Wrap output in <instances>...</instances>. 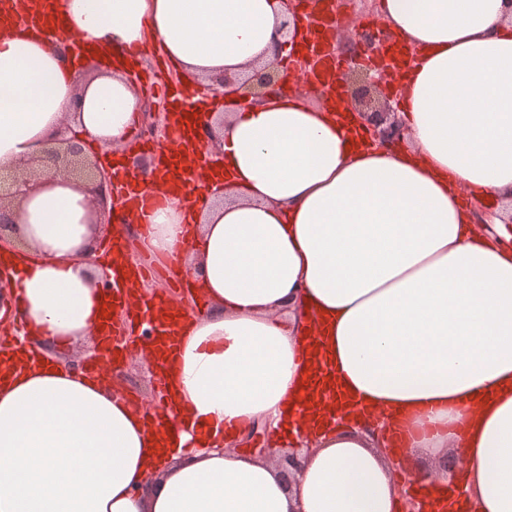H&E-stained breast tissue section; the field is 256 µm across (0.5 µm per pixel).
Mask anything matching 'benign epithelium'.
I'll list each match as a JSON object with an SVG mask.
<instances>
[{
	"mask_svg": "<svg viewBox=\"0 0 512 512\" xmlns=\"http://www.w3.org/2000/svg\"><path fill=\"white\" fill-rule=\"evenodd\" d=\"M299 16L306 19L312 33L309 34L308 49L296 57L293 71L305 75L317 70L328 55H347L344 68L336 72V82L321 87V95L327 98L346 94L353 116L368 131L374 145L392 144L401 139L405 130L401 118L389 98H379V84L386 82L388 74L395 69L391 54L387 53L393 41L391 29L385 25L371 29L355 27L345 44H320L314 30L326 20V9L321 0H287L286 15L280 24L281 39L272 48L270 59L247 74L217 76L205 85V89L213 97L233 99L244 105H258L267 94L280 91L288 75L282 61L293 54L294 28ZM168 114L165 101L143 98L142 131L159 142L168 141L171 134ZM43 176L60 177L78 189L92 209L94 223L109 224L110 212L118 207L114 193L115 173L105 169L97 156L87 154L83 141L67 136L64 130L26 162L14 168H0V247L16 249L22 205L42 189ZM243 442L252 445L262 459L274 456V451L264 443L256 427L231 447L236 448ZM309 452V443L303 441L300 447L280 455L279 462L285 466L286 477L300 470Z\"/></svg>",
	"mask_w": 512,
	"mask_h": 512,
	"instance_id": "1",
	"label": "benign epithelium"
}]
</instances>
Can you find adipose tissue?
Returning <instances> with one entry per match:
<instances>
[{
  "mask_svg": "<svg viewBox=\"0 0 512 512\" xmlns=\"http://www.w3.org/2000/svg\"><path fill=\"white\" fill-rule=\"evenodd\" d=\"M63 30L0 34V167L67 125L126 140L139 112L126 53L159 43L200 82L268 59L284 0H52ZM414 47L398 109L406 147L369 148L348 110L272 95L198 111L223 159L191 205L158 206L153 255L199 281L198 313L158 306L173 346L163 408L143 416L49 348L110 347V230L47 182L24 204L7 299L29 342L0 355V512H401L374 446L429 460L424 512H512V0H382ZM78 36L108 67L78 78ZM486 208V232L473 226ZM277 448L314 445L293 483L223 453L257 421ZM466 464L449 474L448 457Z\"/></svg>",
  "mask_w": 512,
  "mask_h": 512,
  "instance_id": "1",
  "label": "adipose tissue"
}]
</instances>
